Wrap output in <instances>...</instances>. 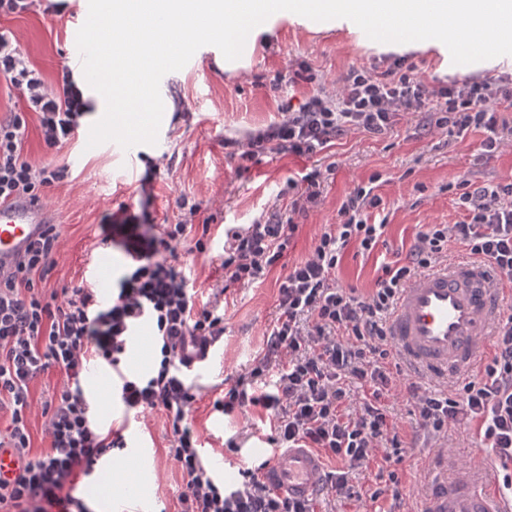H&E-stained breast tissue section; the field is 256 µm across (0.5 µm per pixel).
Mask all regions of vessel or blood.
Masks as SVG:
<instances>
[{
	"label": "vessel or blood",
	"mask_w": 512,
	"mask_h": 512,
	"mask_svg": "<svg viewBox=\"0 0 512 512\" xmlns=\"http://www.w3.org/2000/svg\"><path fill=\"white\" fill-rule=\"evenodd\" d=\"M54 211L29 198L0 202V271L13 269L29 244L55 223ZM503 291L484 266L468 258L445 261L402 288L390 315V336L408 367L430 382H445L476 366L490 343ZM427 491L419 512H512V502L486 479L479 458L448 474L444 459L424 467ZM274 490L296 499L313 497L324 483L319 458L306 448L272 455L262 471Z\"/></svg>",
	"instance_id": "vessel-or-blood-1"
}]
</instances>
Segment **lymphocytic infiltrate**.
<instances>
[{"label":"lymphocytic infiltrate","mask_w":512,"mask_h":512,"mask_svg":"<svg viewBox=\"0 0 512 512\" xmlns=\"http://www.w3.org/2000/svg\"><path fill=\"white\" fill-rule=\"evenodd\" d=\"M0 76L17 92L27 111L38 116L47 149H59L74 137L90 100L70 68H63L55 88H48L18 52L11 35L0 31ZM334 95L313 94L286 117L238 144L240 159L266 151L299 157L318 154L345 131L381 135L403 114H436V127L464 132L480 129L483 157L501 152L502 113L512 110V75L481 80H453L428 86L403 62L375 74L353 69L340 76ZM24 113L0 121V201L25 195L39 198L43 187L61 181L63 165L38 163L24 152ZM306 188L289 205L291 216L270 218L224 232L216 252L227 282L260 280L283 256L297 230L294 215L320 202L319 171L304 175ZM512 183L464 192L463 221L430 224L418 231L404 259L383 265L374 288L357 295L343 287L336 270L350 244L371 253L385 232L366 212L378 208L380 196L355 187L339 209L340 223L328 225L313 253L291 267L278 288L280 315L267 331L263 355L249 380H236L213 403L225 415L246 408L264 413L274 448H308L336 460L325 493L349 495V481L370 460L400 462L403 448L390 424L385 400L399 382L385 366L395 355L388 318L401 288L447 258L449 242L461 245L485 263L498 285H512ZM193 229L183 221L132 246L131 263L109 301L88 283L52 285L61 229L48 225L14 270L0 273V408L10 422L0 433V447L13 452L19 468L0 481V512H88L72 493L78 478L92 476L99 463L127 446L124 426L102 429L82 380L90 359L120 374L112 394L126 411H159L172 436L168 450L185 488L179 512H314L311 500L282 496L262 479L256 464L241 467V480L226 485L203 463L199 435L189 415L199 395L187 372L192 353L206 354L224 342V305L220 292L197 303L182 274L178 248ZM153 331L155 362L144 374L125 370L133 336L141 323ZM64 376L62 387L33 400L32 383L49 369ZM364 395L351 414L342 408L351 384ZM418 410L417 439L428 442L449 426H476L480 447L504 468L503 490L512 493V312L493 338V352L463 387L433 394L409 383ZM40 413L49 440L42 453L31 451L30 418Z\"/></svg>","instance_id":"1"}]
</instances>
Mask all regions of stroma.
Returning <instances> with one entry per match:
<instances>
[{
    "mask_svg": "<svg viewBox=\"0 0 512 512\" xmlns=\"http://www.w3.org/2000/svg\"><path fill=\"white\" fill-rule=\"evenodd\" d=\"M83 0H70L60 14L35 7L22 14L0 15V30L17 39L26 61L47 85H55L71 62L69 39ZM405 57L425 82L488 78L512 72V55L497 63L449 66L443 45L426 41L406 44L370 40L352 21L317 22L300 15L275 14L267 19L256 40L246 41L241 57L227 61L216 47L205 46L183 69L164 76L160 93L164 115L153 145L116 149L107 142L91 148L89 129L99 120L105 101L92 93L95 106L82 119L74 138L48 155L35 113L27 115L25 152L43 161L54 158L68 176L44 190V201L55 212L61 229L56 255L57 280L88 279L87 259L105 251L113 254L108 273L116 278L130 261L123 235L101 245L102 226L120 210L137 214L149 210L155 225L184 219L177 201L187 198L198 206L194 223L209 225L213 248H221L225 229L244 228L274 212H284L303 177L322 174L318 207L297 217L299 226L282 260L262 279L235 284L224 294V344L208 368L193 373L202 386L190 420L202 442V458L214 477L233 485L238 469L252 461V448L266 446L269 427L251 412L226 416L212 403L226 380L247 374L262 355L264 333L280 315L278 288L288 269L313 251L325 225L338 223V210L355 187L374 186L382 199L369 211V222H386L383 244L368 255L349 246L336 273L340 284L367 294L383 264L402 259L415 235L428 224H453L464 219L459 205L463 184L471 187L512 182V112L502 135L509 145L491 159L479 155L483 131L463 134L435 129L433 114H408L387 134L375 136L352 129L334 144L310 157L264 153L244 161L230 156L225 140L244 139L256 129L284 118V105L300 103L315 83L331 87L352 68L376 72L389 69L394 58ZM183 272L197 301L208 299L222 283L209 256L180 246ZM109 371L91 366L83 386L92 397L103 424L126 421V448L104 462L101 473L80 483L75 491L90 512H176L184 482L167 455L169 434L165 416L154 411L124 420L112 398ZM235 438L239 448L225 442ZM447 453L449 470L474 460L481 449L468 426L449 429L444 437L386 466L373 460L353 480L348 497L318 495L316 512H415L424 493L422 466L430 457Z\"/></svg>",
    "mask_w": 512,
    "mask_h": 512,
    "instance_id": "obj_1",
    "label": "stroma"
}]
</instances>
